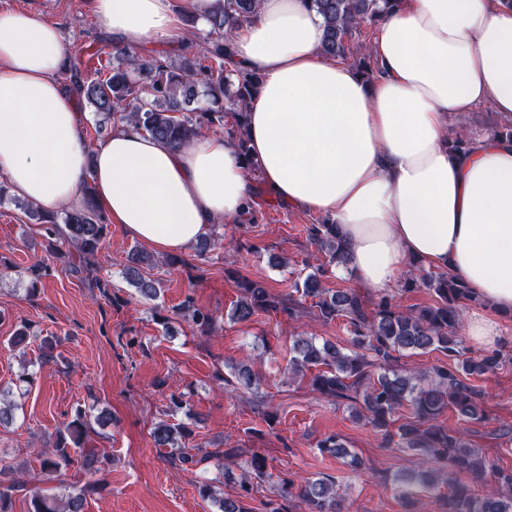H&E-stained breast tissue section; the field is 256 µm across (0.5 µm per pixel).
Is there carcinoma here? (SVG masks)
Returning a JSON list of instances; mask_svg holds the SVG:
<instances>
[{
    "label": "carcinoma",
    "mask_w": 512,
    "mask_h": 512,
    "mask_svg": "<svg viewBox=\"0 0 512 512\" xmlns=\"http://www.w3.org/2000/svg\"><path fill=\"white\" fill-rule=\"evenodd\" d=\"M323 20L321 52L327 58L358 59L356 68L371 78L375 64L368 44L355 43L365 24H376L395 0H307ZM259 0H215L207 14L208 37L203 45L176 60L143 59L125 49L113 52L117 64L105 77L85 80L80 66L69 63L65 71L73 77L76 95L97 112L104 121L125 122L136 129L180 148L201 134L202 129L224 125V113L231 112L237 127L232 145L241 155H247L245 140L246 103L259 85L261 77L242 70L234 62L231 42L233 30L250 21ZM30 220L42 225L44 248L52 257L63 262L62 271L81 284L107 294L108 282L93 275L94 258L105 242L108 224L94 203L91 188H86L82 207L61 213H47L36 207L27 211ZM306 233L326 262L316 271L298 277L293 283L299 298L285 300L273 294L260 281L241 277V289L232 312V319L246 323L258 313L281 312L290 318L310 313L325 325L336 320L346 322L351 349L344 350L330 340L317 341L314 336H296L289 346L288 373L310 376L314 391L331 402L362 400L355 411L381 432L386 445L397 444L420 452L429 459L448 461L454 473L472 474L477 478L491 472L494 483L482 494L448 481L449 493L444 512H512V470L487 461L480 449L464 438V431L449 429L439 423V416L453 409L462 417L481 420L485 417L482 392L468 379L494 372L501 363L497 351L477 358L465 356L460 335L463 309L479 299L465 282L447 272H423L406 279V290L424 287L432 291L434 303L403 308L388 295L369 300L353 288L332 290L323 286V278L332 266L346 264L342 242L336 224L330 219L311 224ZM151 256L136 248L127 255L125 278L145 299L154 300L158 291L154 280L144 275L151 268ZM310 305H305V302ZM183 317L189 319L202 335L209 334L214 317L186 300ZM431 351L442 353L448 362L433 367V375L402 374L393 364L403 356ZM379 361L383 372L372 377V360ZM231 378L227 384L249 389L258 377L249 360L229 364ZM408 408L411 420L391 431L394 416ZM103 418H92L82 409L76 410L71 421L61 431L53 448L41 459V469L54 474L76 461L72 449L81 450L78 462L87 474L102 470L105 459L93 451L84 450L88 434ZM192 435L185 422L157 425L152 431L156 446L170 449L169 459L182 465H198L209 459L232 461L237 450L216 448L196 457L186 448L184 440ZM317 447L358 465L360 461L349 451L342 438L331 434L321 439ZM403 493L413 485L432 487L436 479L427 470L397 479ZM23 487L15 479L0 480V512H9L12 493ZM241 492L232 498L215 495L212 483L203 481L197 486L202 499L218 503L219 512H250L244 499L251 494L248 482L240 484ZM279 494L286 505L273 507L269 512H346L337 496L335 482L321 476L308 479L300 486L294 481L280 480ZM31 512H84L85 492L67 488L61 494L36 495L31 499Z\"/></svg>",
    "instance_id": "1"
}]
</instances>
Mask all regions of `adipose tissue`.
Masks as SVG:
<instances>
[{"label":"adipose tissue","instance_id":"1","mask_svg":"<svg viewBox=\"0 0 512 512\" xmlns=\"http://www.w3.org/2000/svg\"><path fill=\"white\" fill-rule=\"evenodd\" d=\"M212 0H93L114 46L205 27ZM306 0H260L233 35L235 61L262 77L247 107V156L223 136L175 148L118 124L89 150L85 113L59 76L58 26L0 11V177L42 210L80 205L92 185L107 220L161 252L254 205L255 186L329 216L347 253L337 275L374 293L410 263L463 279L512 312V141L448 149L449 121L482 106L512 118V6L505 0H400L369 45L373 82L320 52Z\"/></svg>","mask_w":512,"mask_h":512}]
</instances>
